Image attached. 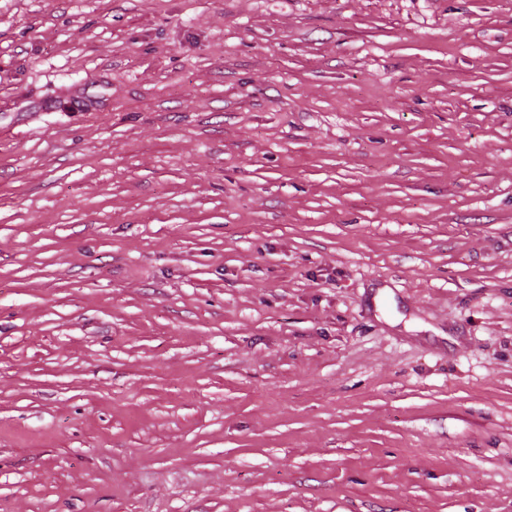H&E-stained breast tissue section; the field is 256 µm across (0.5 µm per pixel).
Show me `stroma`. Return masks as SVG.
Wrapping results in <instances>:
<instances>
[{"label": "stroma", "instance_id": "35a3bbf8", "mask_svg": "<svg viewBox=\"0 0 512 512\" xmlns=\"http://www.w3.org/2000/svg\"><path fill=\"white\" fill-rule=\"evenodd\" d=\"M0 512H512V0H0Z\"/></svg>", "mask_w": 512, "mask_h": 512}]
</instances>
